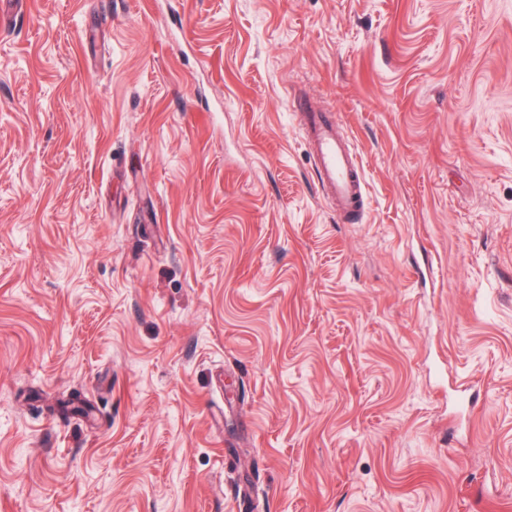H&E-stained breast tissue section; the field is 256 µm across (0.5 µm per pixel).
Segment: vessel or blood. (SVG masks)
Returning a JSON list of instances; mask_svg holds the SVG:
<instances>
[{
	"mask_svg": "<svg viewBox=\"0 0 512 512\" xmlns=\"http://www.w3.org/2000/svg\"><path fill=\"white\" fill-rule=\"evenodd\" d=\"M303 131L315 157L321 187L346 222H354L364 203L362 166L348 144L336 131L332 113L319 112L307 101L295 104Z\"/></svg>",
	"mask_w": 512,
	"mask_h": 512,
	"instance_id": "b4317fda",
	"label": "vessel or blood"
}]
</instances>
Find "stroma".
<instances>
[{
  "label": "stroma",
  "instance_id": "obj_1",
  "mask_svg": "<svg viewBox=\"0 0 512 512\" xmlns=\"http://www.w3.org/2000/svg\"><path fill=\"white\" fill-rule=\"evenodd\" d=\"M0 512H512V0H30ZM303 131L315 157L320 186L327 191L336 213L351 223L364 203L362 166L336 131L331 112H318L306 100L295 103Z\"/></svg>",
  "mask_w": 512,
  "mask_h": 512
}]
</instances>
